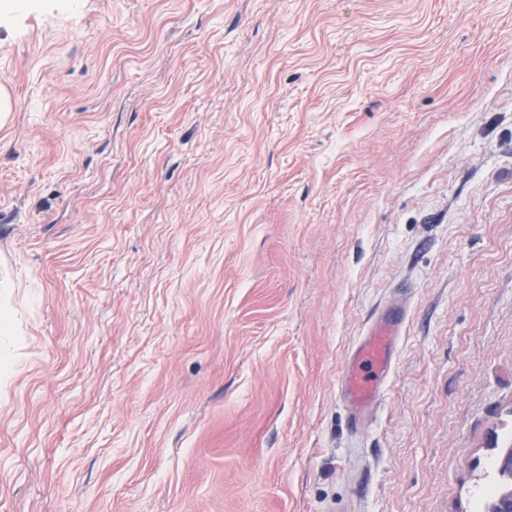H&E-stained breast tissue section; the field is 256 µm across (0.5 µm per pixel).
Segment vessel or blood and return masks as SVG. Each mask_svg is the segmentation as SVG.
Masks as SVG:
<instances>
[{"mask_svg":"<svg viewBox=\"0 0 512 512\" xmlns=\"http://www.w3.org/2000/svg\"><path fill=\"white\" fill-rule=\"evenodd\" d=\"M406 310L403 303L385 305L365 326L341 369L340 398L352 427L366 424L383 396L396 361Z\"/></svg>","mask_w":512,"mask_h":512,"instance_id":"b4317fda","label":"vessel or blood"}]
</instances>
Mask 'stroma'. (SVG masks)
<instances>
[{
  "label": "stroma",
  "instance_id": "stroma-1",
  "mask_svg": "<svg viewBox=\"0 0 512 512\" xmlns=\"http://www.w3.org/2000/svg\"><path fill=\"white\" fill-rule=\"evenodd\" d=\"M0 85V512H475L512 446V0H0ZM405 315L403 303L385 305L366 324L342 365L340 398L354 429L367 423L381 401L396 361Z\"/></svg>",
  "mask_w": 512,
  "mask_h": 512
}]
</instances>
